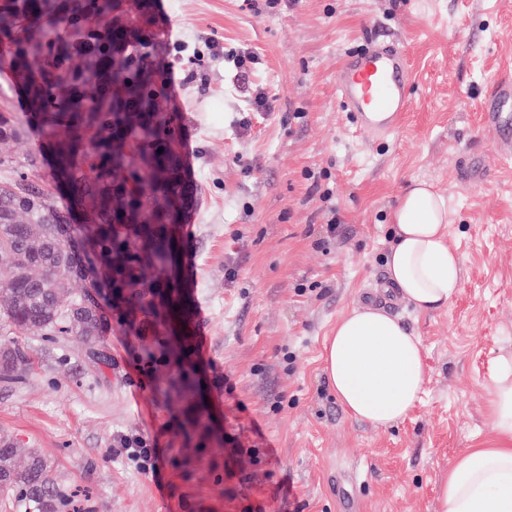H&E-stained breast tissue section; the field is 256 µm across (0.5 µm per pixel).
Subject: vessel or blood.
<instances>
[{
    "mask_svg": "<svg viewBox=\"0 0 512 512\" xmlns=\"http://www.w3.org/2000/svg\"><path fill=\"white\" fill-rule=\"evenodd\" d=\"M338 97L361 127L381 135L398 125L410 110V67L402 49L381 42L348 55L336 74ZM483 119L500 133L512 130V79L502 80L482 104Z\"/></svg>",
    "mask_w": 512,
    "mask_h": 512,
    "instance_id": "b4317fda",
    "label": "vessel or blood"
}]
</instances>
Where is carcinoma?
Returning <instances> with one entry per match:
<instances>
[{"label":"carcinoma","instance_id":"cac0c4a2","mask_svg":"<svg viewBox=\"0 0 512 512\" xmlns=\"http://www.w3.org/2000/svg\"><path fill=\"white\" fill-rule=\"evenodd\" d=\"M158 21L145 0H0V59L26 90L51 137V180L65 199L43 198L28 173L0 157V382H22L30 358L19 337L74 336L100 362L112 319L142 338L140 359L165 369L160 394L191 397L180 429L199 447L211 436L189 348L180 272L184 205L180 117L165 112V70L154 55ZM99 60L106 79L83 68ZM134 212L138 224H125ZM89 286L69 292V280ZM0 490L16 512H64L67 487L31 451L24 463L0 439Z\"/></svg>","mask_w":512,"mask_h":512}]
</instances>
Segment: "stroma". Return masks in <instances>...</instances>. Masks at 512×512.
<instances>
[{
  "label": "stroma",
  "instance_id": "35a3bbf8",
  "mask_svg": "<svg viewBox=\"0 0 512 512\" xmlns=\"http://www.w3.org/2000/svg\"><path fill=\"white\" fill-rule=\"evenodd\" d=\"M181 115L186 180L182 275L216 440L183 445L176 408L137 361L141 340L113 323L107 364L67 336L26 339L23 383L0 385V436L39 452L80 512H436L456 454L488 438L492 361L512 356V160L480 106L512 75V0H152ZM392 40L411 64L412 107L380 136L339 104L346 53ZM256 62L240 74L232 56ZM194 81H186L189 70ZM270 113H249L254 91ZM0 146L46 197L48 136L0 66ZM431 182L455 221L460 292L421 313L385 308L426 352L409 417L384 430L343 411L323 371L338 319L377 303L387 220L412 180ZM340 224L327 237V224ZM153 449L156 473L121 453Z\"/></svg>",
  "mask_w": 512,
  "mask_h": 512
}]
</instances>
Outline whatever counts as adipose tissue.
Masks as SVG:
<instances>
[{"label": "adipose tissue", "instance_id": "obj_1", "mask_svg": "<svg viewBox=\"0 0 512 512\" xmlns=\"http://www.w3.org/2000/svg\"><path fill=\"white\" fill-rule=\"evenodd\" d=\"M389 219V287L417 311L446 307L460 291L462 266L448 245L447 197L430 183L412 182ZM323 363L345 413L376 429L405 420L425 383L420 337L379 307L339 319L325 340ZM493 366L492 437L455 457L438 489V512H512V360L499 357Z\"/></svg>", "mask_w": 512, "mask_h": 512}]
</instances>
